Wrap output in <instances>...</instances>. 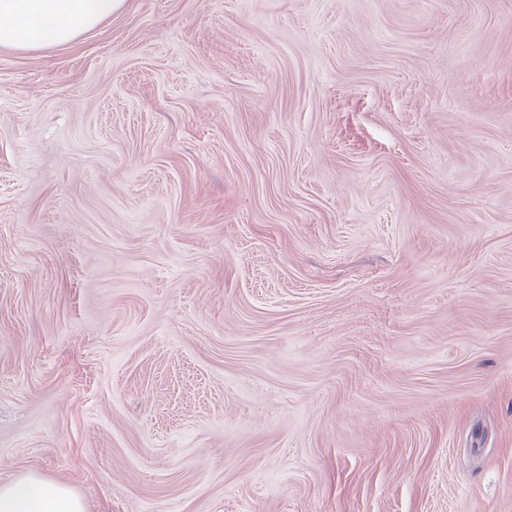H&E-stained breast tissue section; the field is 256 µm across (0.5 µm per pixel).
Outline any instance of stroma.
<instances>
[{
    "instance_id": "obj_1",
    "label": "stroma",
    "mask_w": 512,
    "mask_h": 512,
    "mask_svg": "<svg viewBox=\"0 0 512 512\" xmlns=\"http://www.w3.org/2000/svg\"><path fill=\"white\" fill-rule=\"evenodd\" d=\"M88 512H512V0H126L0 47V480Z\"/></svg>"
}]
</instances>
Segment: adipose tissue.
<instances>
[{"instance_id": "obj_1", "label": "adipose tissue", "mask_w": 512, "mask_h": 512, "mask_svg": "<svg viewBox=\"0 0 512 512\" xmlns=\"http://www.w3.org/2000/svg\"><path fill=\"white\" fill-rule=\"evenodd\" d=\"M126 0H0V47L64 45L120 12ZM0 512H86L65 484L25 475L0 483Z\"/></svg>"}]
</instances>
